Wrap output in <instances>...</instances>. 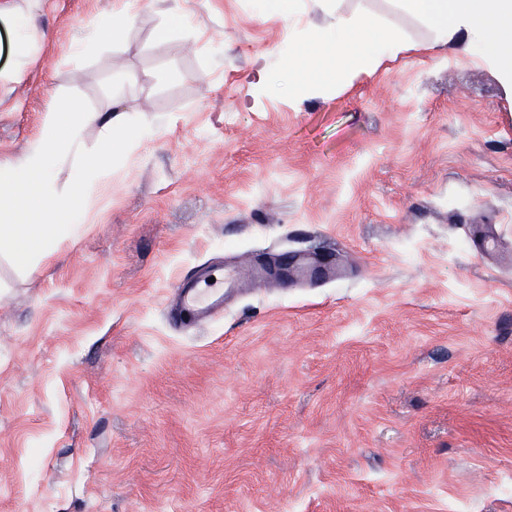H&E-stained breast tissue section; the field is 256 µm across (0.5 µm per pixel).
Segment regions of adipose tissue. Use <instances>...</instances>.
<instances>
[{
  "instance_id": "obj_1",
  "label": "adipose tissue",
  "mask_w": 512,
  "mask_h": 512,
  "mask_svg": "<svg viewBox=\"0 0 512 512\" xmlns=\"http://www.w3.org/2000/svg\"><path fill=\"white\" fill-rule=\"evenodd\" d=\"M409 13L428 20L435 38L424 51L438 57L451 52L463 62L481 59L492 66L512 94V0H402ZM0 21L9 27L15 48L40 45L43 36L30 25L18 0H0ZM414 43L390 30H375L371 20L337 16L333 28L296 41L288 68L260 69L256 86L289 94L320 91L349 82L355 75L414 50ZM99 127L94 160H87L82 133ZM151 126L131 127L120 96L101 109L59 99L25 157L0 164V242H7L14 263L31 268L51 258L59 243L78 235L84 207L93 190L112 187V159L151 136ZM70 163L68 191L54 187V171Z\"/></svg>"
}]
</instances>
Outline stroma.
I'll return each mask as SVG.
<instances>
[{"instance_id": "35a3bbf8", "label": "stroma", "mask_w": 512, "mask_h": 512, "mask_svg": "<svg viewBox=\"0 0 512 512\" xmlns=\"http://www.w3.org/2000/svg\"><path fill=\"white\" fill-rule=\"evenodd\" d=\"M41 0L0 40V162L56 97L121 93L153 139L112 161L83 229L18 270L0 244V512H512V100L493 69L405 54L302 99L258 90L337 15L404 40L399 0ZM193 24L172 28L173 9ZM480 224L496 240L476 246ZM314 250L338 281L263 282ZM242 275L219 317L167 313L184 275ZM17 1L19 0L0 2V21L8 25L11 47L15 46L19 56L23 47H39L41 42L46 40V36L39 34L30 25ZM128 2L126 1L120 8H113L109 13L101 15L87 38L98 42H112L120 39L127 29L134 24L137 15L128 6Z\"/></svg>"}]
</instances>
